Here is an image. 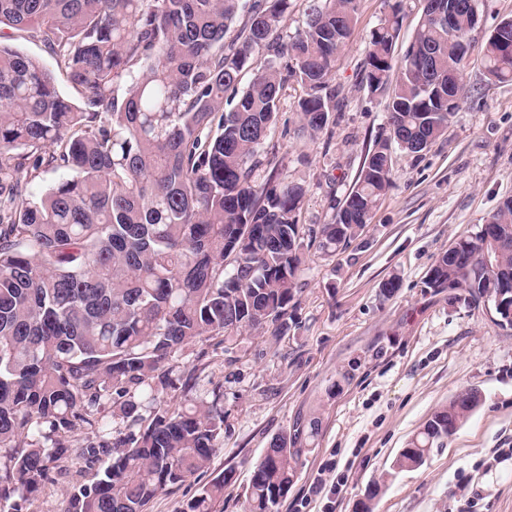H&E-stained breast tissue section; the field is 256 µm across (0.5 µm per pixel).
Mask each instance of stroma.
Wrapping results in <instances>:
<instances>
[{"label":"stroma","instance_id":"35a3bbf8","mask_svg":"<svg viewBox=\"0 0 512 512\" xmlns=\"http://www.w3.org/2000/svg\"><path fill=\"white\" fill-rule=\"evenodd\" d=\"M388 10L386 0L359 2L355 31L329 76L339 110L328 131L303 136L297 91L280 101L255 179L273 173L304 184V227L330 221L368 150L388 135L386 98L364 83L369 33ZM463 82L469 93L446 134L417 155L394 151L390 186L363 233L330 257L307 250L287 335L247 332L228 347L211 339L179 357L188 398L221 393L224 437L198 478L159 494L148 512H180L227 470L234 478L214 512H243L253 465L298 420L317 421L318 434L279 512H355L431 413L470 389L481 402L469 419L424 466L396 474L374 512H512V457L491 461L496 449L512 448V329L484 305L426 285L449 245L512 197V82L488 81L476 55ZM389 279L399 283L391 294L381 289ZM319 473L340 491L312 495ZM92 476L60 460L26 512H62L66 489Z\"/></svg>","mask_w":512,"mask_h":512}]
</instances>
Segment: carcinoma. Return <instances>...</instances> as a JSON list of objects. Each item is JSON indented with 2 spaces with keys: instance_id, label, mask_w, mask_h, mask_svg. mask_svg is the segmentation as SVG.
Instances as JSON below:
<instances>
[{
  "instance_id": "1",
  "label": "carcinoma",
  "mask_w": 512,
  "mask_h": 512,
  "mask_svg": "<svg viewBox=\"0 0 512 512\" xmlns=\"http://www.w3.org/2000/svg\"><path fill=\"white\" fill-rule=\"evenodd\" d=\"M474 0H422L406 54L394 56L402 0L370 32L376 94L397 74L389 136L373 145L330 222L309 239L330 254L371 222L390 185V144L418 154L443 136L467 94L479 17ZM289 0H0V508L52 480L61 437L87 430L74 458L99 477L73 486L64 512H146L204 470L224 435L221 395L177 401L175 361L213 336L231 345L268 326L288 333L305 263L306 189L271 175L256 186L264 144L290 85L303 128L336 109L327 76L358 19V0H310L306 26L283 34ZM242 19L227 41L230 26ZM479 53L485 77L512 81V19ZM29 31L57 71L5 45ZM264 53L249 85L240 83ZM81 94L60 93L58 77ZM59 178L37 194L47 174ZM431 288L491 305L512 328V197L489 225L436 260ZM475 390L432 412L372 483L423 466L478 406ZM296 426L255 463L245 512H278L294 484ZM233 479L202 486L180 512H213Z\"/></svg>"
}]
</instances>
